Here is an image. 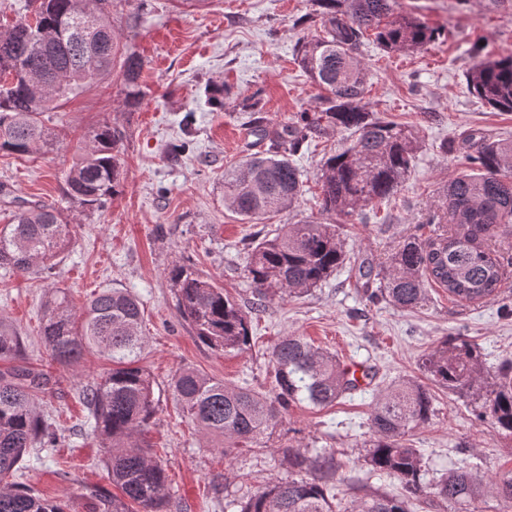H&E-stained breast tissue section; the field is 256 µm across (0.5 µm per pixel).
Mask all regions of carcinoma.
<instances>
[{
	"label": "carcinoma",
	"mask_w": 512,
	"mask_h": 512,
	"mask_svg": "<svg viewBox=\"0 0 512 512\" xmlns=\"http://www.w3.org/2000/svg\"><path fill=\"white\" fill-rule=\"evenodd\" d=\"M322 35L301 43L299 62L313 82L328 91L320 105L269 131L255 121L257 135L269 142L224 170V199L235 213L262 223L290 209L302 196L304 181L293 157L313 135L340 128L354 136L346 149L321 165V206L352 217L388 199L403 185L419 145L410 130L385 121L362 104L366 72L356 56L367 30L386 50L422 49L434 40L432 29L417 18L396 13V0H317ZM120 62L123 103L139 107L143 99L142 58L112 36V0H40L33 17L25 14L0 25V152L26 155L51 151L58 133L44 123L48 112L87 86L112 74ZM471 94L499 112H512V56L474 63L466 73ZM123 133L108 124L88 131L82 153L63 175L65 194L83 206H104L121 187L119 149ZM477 172L450 181L431 223L450 228L426 238L410 236L376 270L366 258L347 249L337 224L306 221L285 224L247 252L245 271L254 296L263 302L318 287L349 262L371 296L412 310L434 284L466 301L492 299L504 276L491 242L512 227V140L493 139L472 130L461 140ZM71 224L63 211L23 202L0 228V268L37 274L67 249ZM180 316L197 338L215 351L244 352L251 347L248 313L211 279L179 266L171 271ZM40 336L52 361L75 363L88 349L112 361L103 376L82 390L94 431L108 448L106 464L122 496L99 489L87 493V512H164L166 473L141 443L156 415L151 375L138 365L145 340L136 297L106 288L77 309L61 288L46 300ZM19 336L0 327V360H15ZM273 388L262 393L231 387L191 367L180 369L170 388L184 413L209 435L224 438V452L245 443L264 446L282 423L291 403L324 408L358 390L357 380L328 351L301 336H284L270 353ZM431 381L481 403L480 416L512 434V364L487 381L480 351L464 336L441 341L422 359ZM49 380L24 365L0 371V481L22 468L24 457L47 440L58 438L52 415L39 416L32 393ZM434 414L426 386L402 379L378 390L369 419L370 439L364 476L352 480L361 496L349 512H409V500L432 494L453 508L475 502L483 492L512 507V476L490 483L467 467L424 481L420 452L406 435L427 425ZM288 467L306 477L277 481L245 499H232L235 512H334L331 489L341 468L326 450L312 456L283 444ZM373 474L398 480L402 497L380 494L367 484ZM0 512H65L23 483L0 487Z\"/></svg>",
	"instance_id": "carcinoma-1"
}]
</instances>
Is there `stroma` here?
I'll return each instance as SVG.
<instances>
[{
    "label": "stroma",
    "mask_w": 512,
    "mask_h": 512,
    "mask_svg": "<svg viewBox=\"0 0 512 512\" xmlns=\"http://www.w3.org/2000/svg\"><path fill=\"white\" fill-rule=\"evenodd\" d=\"M399 13L438 32L420 50L389 52L366 38L358 58L367 73L368 111L404 125L420 150L409 179L388 200L341 219L322 210L316 174L323 159L348 145V132L326 129L296 158L304 173L299 204L262 224H249L224 202V171L248 153L263 150L251 113L239 104L260 93L267 127L290 122L325 92L297 61L300 41L321 33L316 0H147L139 23L131 6L112 9L117 37L144 59L145 98L136 111L123 105L122 81L112 73L64 103L52 117L60 133L54 150L18 156L0 153V218L15 200L60 208L73 224L71 242L50 271L27 275L0 269V326L23 344L22 362L50 380L37 393L38 413L53 414L65 436L56 447L25 458L22 480L66 512H86L90 489L112 490L105 450L87 419L82 385L112 366L95 350L74 365L51 363L39 335L41 307L49 291L65 289L74 306L94 293L121 288L136 297L143 314L144 348L139 364L154 378L156 415L145 439L167 477L165 512H224L225 497L244 499L268 483L294 478L275 448H241L224 456L220 438L184 417L169 383L184 366L231 386L271 389L269 352L280 337L296 335L342 363L371 367L375 378L326 408L294 404L276 433L281 442L313 452L326 448L343 464L333 491L339 512L352 499L351 479L363 467L369 418L379 387L423 378L420 358L444 337L464 334L480 349L487 378L512 362V251L494 299L466 302L440 288L426 304L403 311L370 298L350 266L339 267L318 288L266 301L256 298L244 272L248 236L313 220L340 224L354 252L388 260L399 244L428 224L433 204L450 179L469 172L464 152L444 153L442 143L472 129L512 139V112H499L472 95L465 74L474 62L512 55V0H397ZM224 86V104L210 105L206 84ZM118 126L125 179L104 207L88 208L64 195L62 175L81 152L84 135L101 124ZM179 155L169 148L181 142ZM192 268L223 287L252 320V346L217 352L202 344L175 306L170 271ZM431 422L410 433L428 479L466 462L483 477L512 476V437L480 417L470 397L433 387ZM228 473L226 496L214 494V475Z\"/></svg>",
    "instance_id": "1"
}]
</instances>
